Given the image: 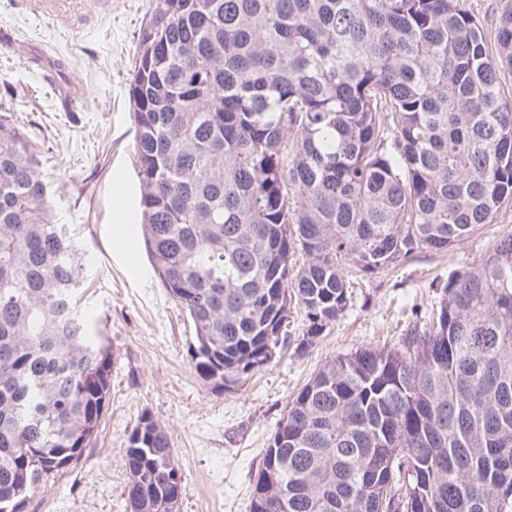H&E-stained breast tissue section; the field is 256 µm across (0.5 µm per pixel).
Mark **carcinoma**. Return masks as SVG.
<instances>
[{
	"mask_svg": "<svg viewBox=\"0 0 512 512\" xmlns=\"http://www.w3.org/2000/svg\"><path fill=\"white\" fill-rule=\"evenodd\" d=\"M495 50L461 0H154L128 87L139 235L216 393L303 353L351 276L445 251L512 200V3ZM0 106V499L23 512L97 430L112 354L78 304L72 224ZM303 252L299 268L292 257ZM402 346L328 360L288 401L251 512H512V236L441 286ZM127 512L181 481L128 437Z\"/></svg>",
	"mask_w": 512,
	"mask_h": 512,
	"instance_id": "carcinoma-1",
	"label": "carcinoma"
}]
</instances>
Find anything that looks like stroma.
Masks as SVG:
<instances>
[{
    "instance_id": "1",
    "label": "stroma",
    "mask_w": 512,
    "mask_h": 512,
    "mask_svg": "<svg viewBox=\"0 0 512 512\" xmlns=\"http://www.w3.org/2000/svg\"><path fill=\"white\" fill-rule=\"evenodd\" d=\"M152 0H0V102L36 141L62 223L78 225L79 303L112 353L110 389L83 458L50 472L24 512H126L127 437L143 416L168 433L181 475L177 512H250L253 478L289 399L330 358L394 346L424 326L454 270L512 235V203L448 250L365 276L305 353L293 309L272 362L219 394L196 373L189 315L162 287L144 244L117 243L139 219L128 85Z\"/></svg>"
}]
</instances>
